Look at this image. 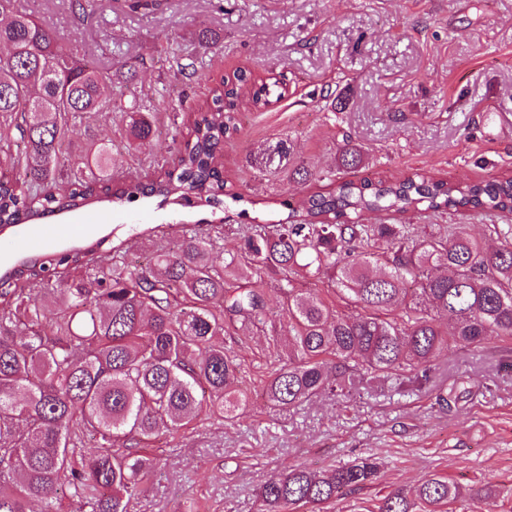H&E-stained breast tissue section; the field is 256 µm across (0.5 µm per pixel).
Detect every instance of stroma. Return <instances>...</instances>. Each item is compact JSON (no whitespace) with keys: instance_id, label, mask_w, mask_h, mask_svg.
I'll return each mask as SVG.
<instances>
[{"instance_id":"stroma-1","label":"stroma","mask_w":512,"mask_h":512,"mask_svg":"<svg viewBox=\"0 0 512 512\" xmlns=\"http://www.w3.org/2000/svg\"><path fill=\"white\" fill-rule=\"evenodd\" d=\"M61 43L85 46L111 61L113 81L132 68L119 110L75 121L72 139L111 142L112 177L124 182L172 164L190 133L192 112L213 104V90L243 70L252 81L284 79L286 95L264 110L239 100L241 128L224 144L223 174L246 201L218 210L161 198L103 201L55 216L85 226L87 237L118 245L146 231L161 244L188 228L223 224L218 245L238 253L241 226L285 218L307 198L348 178L395 180L418 171L448 182L512 173V0H155L130 9L98 0L84 26L70 0H17ZM209 28L219 39L198 45ZM175 46L198 71L189 79ZM152 98L157 133L151 150L127 151L122 108ZM290 141L295 166L314 172L301 183L289 172L254 163L268 145ZM364 147L368 163L338 167L344 142ZM367 224H466L484 235L512 224V213L471 209L441 214L382 212ZM285 339L255 330L225 335L224 351L241 365L248 406L233 426L210 420L160 437L156 474L130 512H260L259 490L296 466L330 470L358 457L379 462L374 484L326 505L324 512H377L380 498L432 475L459 486L454 512H483L477 491L493 484L497 512H512V339L453 346L430 366L424 386L365 378L359 393H325L302 405L269 408L262 390L284 362ZM456 404H447L448 396Z\"/></svg>"}]
</instances>
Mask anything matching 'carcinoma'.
Wrapping results in <instances>:
<instances>
[{"instance_id":"cac0c4a2","label":"carcinoma","mask_w":512,"mask_h":512,"mask_svg":"<svg viewBox=\"0 0 512 512\" xmlns=\"http://www.w3.org/2000/svg\"><path fill=\"white\" fill-rule=\"evenodd\" d=\"M0 224L36 223L106 195L116 200L190 191L218 208L228 187L217 160L239 131L234 100L256 110L283 97L275 81L248 85L242 72L223 82L213 107L194 119L192 137L173 165L138 183H112V144L91 138L71 146V123L112 112L109 66L86 61L77 44L63 45L35 16L0 0ZM129 147L151 148L155 115L143 104L124 113ZM292 149L280 141L257 157L282 168ZM346 169L367 161L345 144ZM70 167L67 197L52 185ZM471 208L512 212V175L451 183L408 174L397 180H342L309 196L304 212L278 224L241 230L240 256L224 261L213 225L153 251L146 266L127 261L134 246L100 240L58 255L23 254L0 272V512H128L130 500L156 469L145 452L159 436L188 429L201 417L236 423L245 405L239 364L224 354L229 324L242 332L270 326L287 335L288 355L264 389L266 401L295 407L329 390L348 395L362 373L418 382L449 344L477 345L512 337V224L493 225L491 247L463 224L414 239L404 224H362L366 212ZM263 268L281 276L279 319L270 317L253 281ZM303 272L344 304H328L320 288L299 292ZM368 458L326 472L294 468L262 486L264 512L321 506L372 483ZM448 479L431 476L413 490L397 488L377 512H413L419 502L441 512L458 497Z\"/></svg>"}]
</instances>
